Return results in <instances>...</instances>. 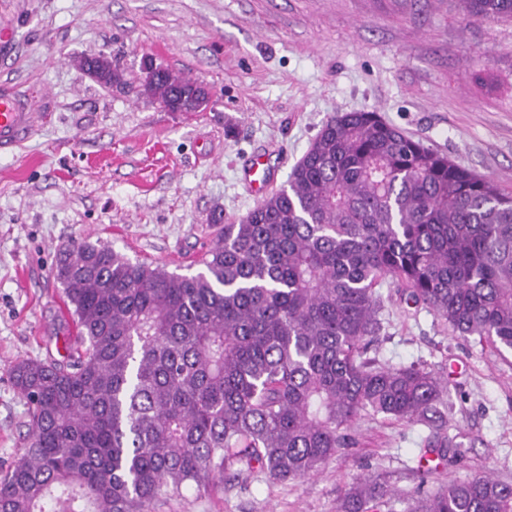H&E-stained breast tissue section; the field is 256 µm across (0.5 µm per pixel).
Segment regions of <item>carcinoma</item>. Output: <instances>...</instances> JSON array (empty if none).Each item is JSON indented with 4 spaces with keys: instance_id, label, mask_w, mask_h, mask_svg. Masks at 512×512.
<instances>
[{
    "instance_id": "obj_1",
    "label": "carcinoma",
    "mask_w": 512,
    "mask_h": 512,
    "mask_svg": "<svg viewBox=\"0 0 512 512\" xmlns=\"http://www.w3.org/2000/svg\"><path fill=\"white\" fill-rule=\"evenodd\" d=\"M463 3L512 19V0ZM81 66L123 84L110 59ZM195 84L166 70L143 92L201 112ZM199 264L180 275L101 240L58 251L79 347L11 369L28 434L0 469V512H154L235 465L314 476L363 411L432 425L447 384L367 356L386 278L458 335L512 351V195L376 112L331 117L287 186L224 225ZM427 447L461 455L449 435ZM392 496L361 480L336 512H382ZM410 512H512V484L451 480Z\"/></svg>"
}]
</instances>
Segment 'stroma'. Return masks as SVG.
Here are the masks:
<instances>
[{
	"instance_id": "35a3bbf8",
	"label": "stroma",
	"mask_w": 512,
	"mask_h": 512,
	"mask_svg": "<svg viewBox=\"0 0 512 512\" xmlns=\"http://www.w3.org/2000/svg\"><path fill=\"white\" fill-rule=\"evenodd\" d=\"M108 54L124 75L105 87L79 65ZM206 82L209 107L170 112L141 92L142 61ZM42 120L0 152V465L22 453L26 407L9 371L66 352L76 328L52 275L58 250L103 240L131 260L186 273L213 240L260 203L245 172L269 156L286 186L326 123L377 112L425 147L512 194V20L462 0H0V90ZM382 364L421 363L449 386L442 430L464 455L420 474L431 430L362 413L353 443L305 480L226 472L156 512H335L359 479L415 491L478 474L512 483V353L459 336L409 307L384 280Z\"/></svg>"
}]
</instances>
